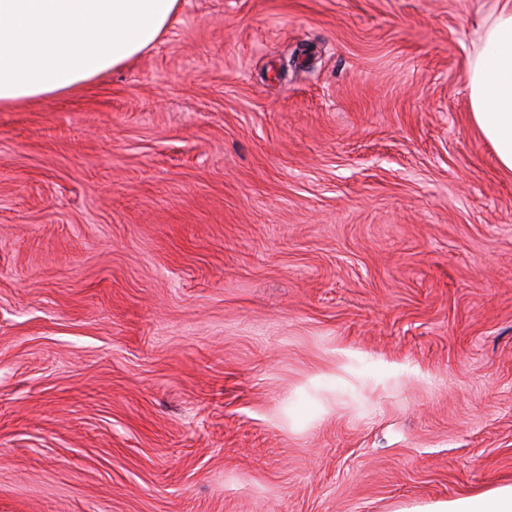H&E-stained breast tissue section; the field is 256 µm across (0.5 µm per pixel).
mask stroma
I'll return each instance as SVG.
<instances>
[{
    "label": "stroma",
    "mask_w": 512,
    "mask_h": 512,
    "mask_svg": "<svg viewBox=\"0 0 512 512\" xmlns=\"http://www.w3.org/2000/svg\"><path fill=\"white\" fill-rule=\"evenodd\" d=\"M502 0H182L0 110V512H399L512 483ZM473 124L512 173V1L504 0L487 27L466 75Z\"/></svg>",
    "instance_id": "obj_1"
}]
</instances>
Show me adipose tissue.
Masks as SVG:
<instances>
[{"label":"adipose tissue","instance_id":"adipose-tissue-1","mask_svg":"<svg viewBox=\"0 0 512 512\" xmlns=\"http://www.w3.org/2000/svg\"><path fill=\"white\" fill-rule=\"evenodd\" d=\"M180 0H0V107L73 91L123 66L169 30ZM473 124L512 173V0L466 75ZM407 512H512V484Z\"/></svg>","mask_w":512,"mask_h":512}]
</instances>
